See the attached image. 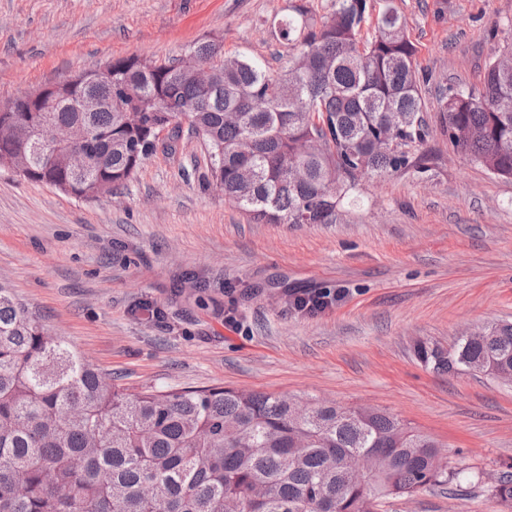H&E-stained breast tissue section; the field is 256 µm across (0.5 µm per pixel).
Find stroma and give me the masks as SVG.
I'll return each instance as SVG.
<instances>
[{
	"mask_svg": "<svg viewBox=\"0 0 512 512\" xmlns=\"http://www.w3.org/2000/svg\"><path fill=\"white\" fill-rule=\"evenodd\" d=\"M331 0H0V104L117 57L165 60L218 37L278 67L273 19ZM422 96L481 86L512 45V0H395ZM126 188L79 199L0 168V283L114 385L226 387L371 405L443 446L452 469L512 463V384L439 374L449 347L512 321V180L455 153L437 124L430 168L359 180L332 224H262L225 201L202 140L169 134ZM327 295L308 312L293 300ZM377 512H501L466 481Z\"/></svg>",
	"mask_w": 512,
	"mask_h": 512,
	"instance_id": "35a3bbf8",
	"label": "stroma"
}]
</instances>
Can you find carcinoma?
Listing matches in <instances>:
<instances>
[{
    "mask_svg": "<svg viewBox=\"0 0 512 512\" xmlns=\"http://www.w3.org/2000/svg\"><path fill=\"white\" fill-rule=\"evenodd\" d=\"M385 5L363 38L366 0H333L316 20L295 5L278 21L287 59L228 55L201 39L158 62L112 61V84L72 89L44 112H1L0 152L43 120L90 129L89 176L38 159L24 179L92 196L128 185L156 151L155 127L185 123L210 149L224 200L258 223L334 224L370 179L428 170L408 148L427 136L417 50L404 16ZM210 68L199 85L194 63ZM120 100L80 112L74 96ZM434 111L450 141L491 175L512 179V52L485 67L482 89L448 95ZM489 339L461 336L444 351L416 345L437 372L512 371V322ZM433 440L394 415L364 416L328 401L303 418L274 393L232 388L129 393L0 286V512H375L383 499L481 474L436 468ZM364 454V473L347 460ZM512 512V474L487 487Z\"/></svg>",
    "mask_w": 512,
    "mask_h": 512,
    "instance_id": "1",
    "label": "carcinoma"
}]
</instances>
